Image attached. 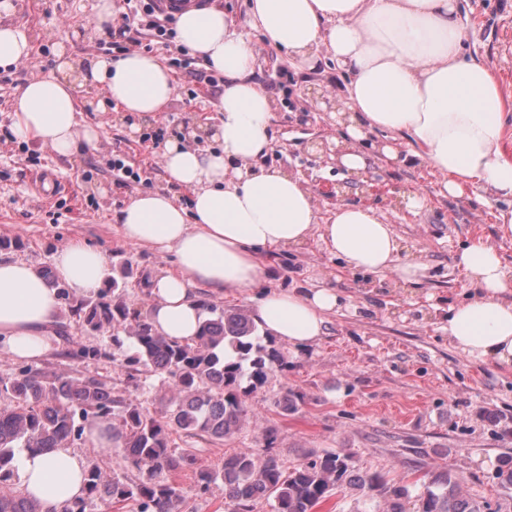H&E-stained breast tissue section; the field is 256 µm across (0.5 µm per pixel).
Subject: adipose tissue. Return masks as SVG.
Wrapping results in <instances>:
<instances>
[{"instance_id": "1", "label": "adipose tissue", "mask_w": 512, "mask_h": 512, "mask_svg": "<svg viewBox=\"0 0 512 512\" xmlns=\"http://www.w3.org/2000/svg\"><path fill=\"white\" fill-rule=\"evenodd\" d=\"M250 24L266 42L311 68L335 62L346 78L343 108L336 112L343 138L339 163L367 174L371 158L359 143L381 131L393 141L381 149L409 157L438 177V194L507 201L493 214L501 235H512V150L506 146V99L496 73L463 54L466 27L458 0H252ZM177 35L213 70L223 73L217 149L202 151L179 139L162 151L167 188L133 195L118 216L126 242L171 256L172 271L151 276L149 321L172 341L194 338L205 318L203 291L248 295L253 320L272 337L302 348L324 333L341 304L336 288L265 287L270 251L304 245L319 235L326 252L350 270L390 273L417 284L421 264L400 259L388 216L373 207L342 203L322 217L307 182L283 168L259 164L273 147L275 102L254 78L256 51L223 10L189 7L177 16ZM75 64L55 68L22 86L11 110V132L24 141L71 156L77 143L95 146L94 127L80 125ZM83 82L103 85L123 111L150 116L165 111L173 78L156 58L131 52L95 61ZM190 190L181 203L177 189ZM465 300L448 308V340L477 358L512 364V276L494 245L473 240L457 256ZM53 272L69 290L102 288L104 254L79 240L58 249ZM62 302L32 265L0 259V349L37 361L52 349L51 333ZM18 480L42 512H60L82 495L85 460L72 449L23 451Z\"/></svg>"}]
</instances>
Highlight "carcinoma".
<instances>
[{"mask_svg":"<svg viewBox=\"0 0 512 512\" xmlns=\"http://www.w3.org/2000/svg\"><path fill=\"white\" fill-rule=\"evenodd\" d=\"M43 275L58 290L71 315L90 330L119 333L132 340L134 352L122 364L130 379L145 368L165 385L160 410L150 411L112 393V387L94 375L72 378L54 370L22 366L0 390L9 401L0 405V482L14 472L16 451L46 452L87 442L86 428L119 419L112 426L116 447L140 470L141 478L128 483L103 480L97 467H86L84 494L63 512H85L86 500L107 497L130 501L136 512H175L181 495L169 475L195 458L187 448L172 447V435L182 433L201 440L229 439L254 418L250 397L275 372L288 369V355L271 339L261 342L256 325L241 310H212L199 332L187 342L158 335L139 313L131 310L108 284L96 301L76 302L70 291L48 270ZM67 357L98 360L102 349L77 344L62 350ZM264 452L250 448L224 456L220 466L196 470V487L204 493L224 481L227 512H254L258 501H272L274 512H313L331 492L352 488L373 504V512H406L411 485L381 471H358L352 456L342 452L313 453L312 458L284 470L274 452L277 431L263 432ZM497 479L505 499L512 501V456L499 460ZM417 512H489L462 491L461 479L448 469L429 474L417 494ZM0 512H41L40 504L24 491L0 495Z\"/></svg>","mask_w":512,"mask_h":512,"instance_id":"carcinoma-1","label":"carcinoma"}]
</instances>
